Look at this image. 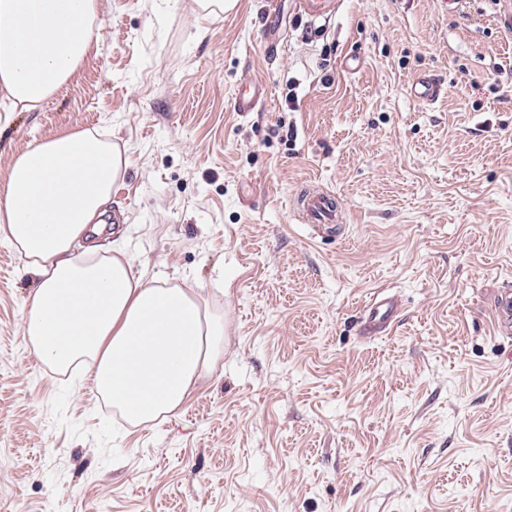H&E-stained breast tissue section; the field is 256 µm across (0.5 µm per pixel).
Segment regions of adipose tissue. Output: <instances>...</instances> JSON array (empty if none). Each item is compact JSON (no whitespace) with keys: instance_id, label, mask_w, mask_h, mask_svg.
Wrapping results in <instances>:
<instances>
[{"instance_id":"1","label":"adipose tissue","mask_w":512,"mask_h":512,"mask_svg":"<svg viewBox=\"0 0 512 512\" xmlns=\"http://www.w3.org/2000/svg\"><path fill=\"white\" fill-rule=\"evenodd\" d=\"M97 0H0V112L33 110L64 85L96 34ZM124 170L84 129L32 146L0 186V239L37 285L23 338L44 365L92 372L96 392L138 425L177 414L224 356V317L198 289L134 275L128 254L76 251L105 229Z\"/></svg>"}]
</instances>
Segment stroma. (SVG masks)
<instances>
[{"label": "stroma", "instance_id": "1", "mask_svg": "<svg viewBox=\"0 0 512 512\" xmlns=\"http://www.w3.org/2000/svg\"><path fill=\"white\" fill-rule=\"evenodd\" d=\"M511 12L98 0L69 81L0 112V184L34 144L103 128L126 168L99 252L202 289L224 357L180 413L127 423L30 354L37 278L0 242V512H512V336L492 322L512 283ZM422 72L444 83L430 106L406 92ZM246 79L267 90L254 112L234 108ZM309 183L338 200L335 236L290 207ZM378 290L403 307L367 339ZM297 12L309 17H328L336 12L339 0H294Z\"/></svg>", "mask_w": 512, "mask_h": 512}]
</instances>
